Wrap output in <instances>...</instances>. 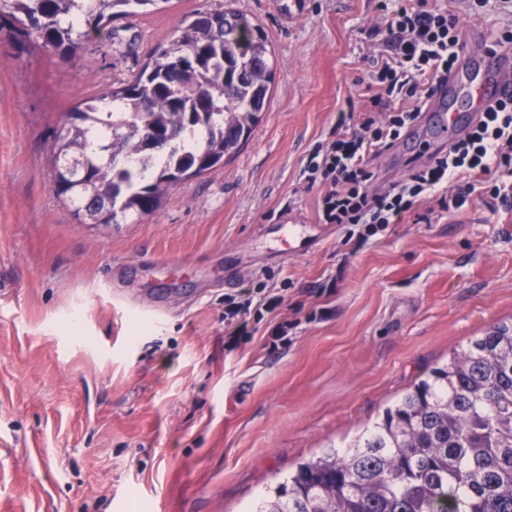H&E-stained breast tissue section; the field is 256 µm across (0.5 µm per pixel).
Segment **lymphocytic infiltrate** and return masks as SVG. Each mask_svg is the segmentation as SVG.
Masks as SVG:
<instances>
[{
  "label": "lymphocytic infiltrate",
  "instance_id": "1",
  "mask_svg": "<svg viewBox=\"0 0 512 512\" xmlns=\"http://www.w3.org/2000/svg\"><path fill=\"white\" fill-rule=\"evenodd\" d=\"M386 52L374 59L362 112L340 113L336 138L306 165L322 188L318 212L328 224L357 227L365 242L377 227L399 224L420 201L455 212L472 194L512 198V101L479 113L469 133L430 166L410 170L385 193L372 191V159L417 121L434 84L456 67L462 50L458 21L443 0H397L374 29ZM389 110L377 121L373 110Z\"/></svg>",
  "mask_w": 512,
  "mask_h": 512
}]
</instances>
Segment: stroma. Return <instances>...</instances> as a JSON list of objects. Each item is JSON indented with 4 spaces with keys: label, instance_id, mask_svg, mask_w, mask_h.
I'll use <instances>...</instances> for the list:
<instances>
[{
    "label": "stroma",
    "instance_id": "stroma-1",
    "mask_svg": "<svg viewBox=\"0 0 512 512\" xmlns=\"http://www.w3.org/2000/svg\"><path fill=\"white\" fill-rule=\"evenodd\" d=\"M392 0H168L64 59L0 28V512H243L352 439L434 366L512 322V200L475 198L361 245L318 217L304 168L373 71ZM467 56L505 14L447 0ZM232 9L274 52L270 100L223 166L162 207L81 224L50 152L78 102L132 78L194 12ZM376 156L385 192L447 149ZM318 241L283 257L282 227ZM284 301L228 346L224 299ZM285 325L282 342L271 330Z\"/></svg>",
    "mask_w": 512,
    "mask_h": 512
}]
</instances>
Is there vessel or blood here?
I'll return each mask as SVG.
<instances>
[{
	"mask_svg": "<svg viewBox=\"0 0 512 512\" xmlns=\"http://www.w3.org/2000/svg\"><path fill=\"white\" fill-rule=\"evenodd\" d=\"M512 99V56L485 54L479 63L463 60L440 80L428 100L436 138L455 141L488 104Z\"/></svg>",
	"mask_w": 512,
	"mask_h": 512,
	"instance_id": "1",
	"label": "vessel or blood"
}]
</instances>
